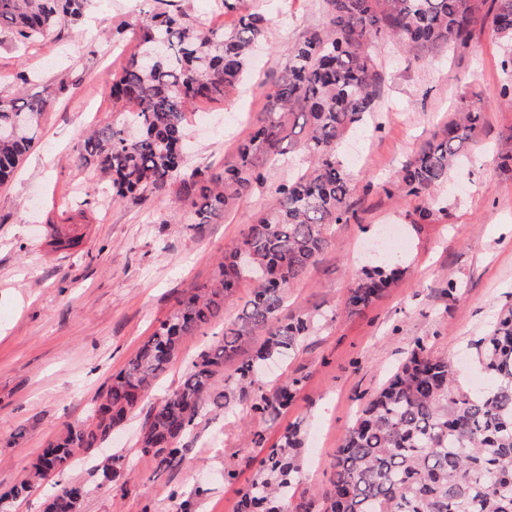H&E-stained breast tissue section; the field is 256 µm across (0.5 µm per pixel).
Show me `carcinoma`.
I'll return each mask as SVG.
<instances>
[{"instance_id":"obj_1","label":"carcinoma","mask_w":512,"mask_h":512,"mask_svg":"<svg viewBox=\"0 0 512 512\" xmlns=\"http://www.w3.org/2000/svg\"><path fill=\"white\" fill-rule=\"evenodd\" d=\"M133 24L139 48L112 76V97L133 106L122 123L94 130L78 159L92 157L112 175V202L133 203L180 182L174 212L189 207L205 224L246 195L262 178L261 163L298 148L307 168L277 184L276 205L249 225L219 264L215 280L186 289L125 366L112 375L90 419L68 425L44 449L30 478L13 486L18 499L46 479V466L65 471L70 461L124 424L144 393L177 359L188 336L224 315V302L244 279L257 281L224 334L187 368L176 389L151 410L138 451L166 471L182 460L180 439L196 419L214 408L239 404L260 418H276L288 407L301 377L268 389L261 365L298 349L310 335L307 316H280L288 288L302 279L331 246L333 224L355 212L356 185L338 147L345 136L378 111L380 74L376 50L384 42L413 58L438 48L465 47L477 26L505 45L502 68L509 76L500 91L512 107V0H322V27L307 29L288 47L282 74L265 93L263 112L250 125L233 161L219 173L189 169L185 155L187 111L200 100H218L235 89L249 66L253 47L266 41L267 22L222 0L233 25L201 30L183 13L157 12L154 3ZM490 8H485L486 3ZM88 0H0V30L26 46L66 17L81 16ZM47 100L0 94V184L6 182L36 140ZM484 107L461 105L455 117L425 140L400 169L394 190L426 202L419 210L431 221L433 192L476 142ZM399 263L362 273L348 292L352 311L367 308L388 288ZM260 346L246 358L242 346L256 335ZM235 375L215 392L224 364ZM478 363L490 384L480 395L456 386V370L419 345L362 408L332 463L322 491L324 512H512V306L480 341ZM260 449L255 477L242 489L240 512H288L300 473V427H285L277 444ZM73 489L64 485L45 512H80Z\"/></svg>"}]
</instances>
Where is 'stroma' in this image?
<instances>
[{
    "label": "stroma",
    "instance_id": "1",
    "mask_svg": "<svg viewBox=\"0 0 512 512\" xmlns=\"http://www.w3.org/2000/svg\"><path fill=\"white\" fill-rule=\"evenodd\" d=\"M143 0H92L77 21L59 24L26 49L0 30V89L48 100L38 138L12 177L0 185V494L27 478L32 463L65 424L86 421L99 393L193 285L218 272L225 252L274 204L272 186L301 167L300 155L267 162L263 183L209 224L172 215L179 193L170 184L143 204L106 200V177L76 161V146L92 129L117 121L111 81L136 46L113 44L115 28L133 22ZM240 10L270 19L266 52L247 80L223 99L199 101L186 126L188 161L219 168L232 160L249 124L280 74L281 49L302 31L321 27V0H241ZM501 42L476 29L467 47L441 49L407 63L397 46L377 50L382 76L379 110L351 131L341 149L352 163L356 221L329 229L333 245L308 276L288 290L284 316L315 311L325 318L294 355L272 364L265 383L302 378L291 405L276 420L236 411L199 419L181 445L182 462L159 472L137 452V439L154 404L179 384L190 362L221 338L223 320L181 345L178 359L149 390L127 422L99 447L76 458L62 475L43 480L14 503V512H43L59 485L90 487L81 512H238L241 484L258 451L243 424L276 444L287 424L301 423L304 449L297 497L311 499L329 484L330 465L363 402L403 364L416 344L456 364L463 389L482 374L475 342L485 336L512 297V174L500 168L512 109L500 103L507 76ZM484 105L483 128L467 159L435 192L447 216L427 223L421 202L385 192L405 160L461 100ZM53 224L69 225L77 243L47 245ZM405 239L401 272L365 310L349 311L346 296L362 270L376 266L380 231ZM127 464L100 488L99 462ZM238 470L224 481L225 467Z\"/></svg>",
    "mask_w": 512,
    "mask_h": 512
}]
</instances>
